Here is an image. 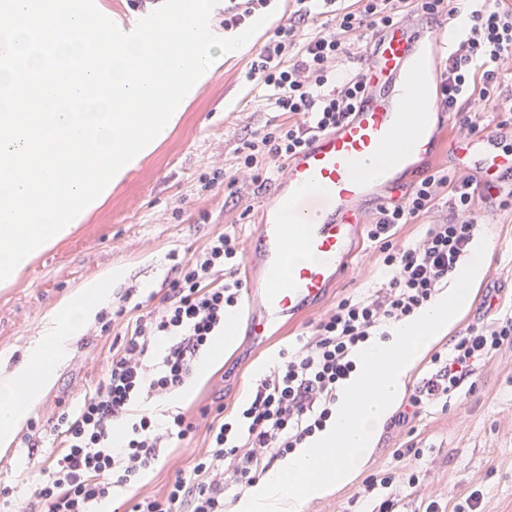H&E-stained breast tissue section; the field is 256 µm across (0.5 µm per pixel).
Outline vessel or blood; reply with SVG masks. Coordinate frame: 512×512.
<instances>
[{"label": "vessel or blood", "mask_w": 512, "mask_h": 512, "mask_svg": "<svg viewBox=\"0 0 512 512\" xmlns=\"http://www.w3.org/2000/svg\"><path fill=\"white\" fill-rule=\"evenodd\" d=\"M438 33L427 26L393 25L375 38L367 92L336 129L314 136L286 163L270 190L245 253L246 273L263 286L247 292L246 333L255 340L320 302L342 280L363 232V206H383L410 188L439 152L449 113L438 109L439 70L428 50ZM512 127L448 147V164L476 178L482 194L512 187ZM306 253L289 264V251Z\"/></svg>", "instance_id": "obj_1"}]
</instances>
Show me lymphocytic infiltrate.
<instances>
[{
  "label": "lymphocytic infiltrate",
  "instance_id": "obj_1",
  "mask_svg": "<svg viewBox=\"0 0 512 512\" xmlns=\"http://www.w3.org/2000/svg\"><path fill=\"white\" fill-rule=\"evenodd\" d=\"M294 2L291 17L275 29L248 71L250 80L273 90L277 110L289 116L288 123L270 126L247 144L237 177L258 186L271 167L287 161L313 135L336 128L360 103L364 72L339 71L352 48L368 58L374 36L385 27L406 22L416 12L451 17L458 12L455 0H415L411 11L406 0H358L356 9L336 10L329 30L304 40L300 34L317 23L320 5L333 6L335 0ZM508 64L512 0H476L442 72V111L459 113L461 129L471 134L479 125L462 113L471 97L494 110L512 109V96H505L500 82ZM443 192L448 195L446 215L417 244L393 246L397 226L434 211ZM477 203L472 176L430 174L400 200L381 207L367 237L379 243L391 272L385 291L341 300L299 349L282 353L235 418L214 417L189 473L178 475L163 494L136 498L130 512H224L225 488L255 483L274 460L322 432L335 414L339 385L356 369L358 349L379 335L381 326L427 305L455 272L479 230ZM241 264L235 235L221 233L173 265L162 307L136 318L94 393L78 411L59 415L62 448L33 490L42 512H92L114 487L134 482L151 468L160 449L194 432L184 414L162 421L134 413L133 407L140 398L177 392L194 373L247 288L238 275ZM163 338L170 341L165 355L150 363L153 347ZM507 341L512 342V314L469 325L449 354L434 356V371L415 389L398 423H407L411 411L448 397ZM119 424L124 433L117 441L113 433Z\"/></svg>",
  "mask_w": 512,
  "mask_h": 512
}]
</instances>
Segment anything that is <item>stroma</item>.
<instances>
[{
    "mask_svg": "<svg viewBox=\"0 0 512 512\" xmlns=\"http://www.w3.org/2000/svg\"><path fill=\"white\" fill-rule=\"evenodd\" d=\"M270 6L273 16L248 47L218 60L154 152L71 235L37 256L10 286L0 287V354L8 356L10 365L21 362L55 307L84 283L112 270L120 275L113 295L132 286L134 301L156 306L172 276L170 253L191 255L222 232L244 244L256 231L267 187L219 183L209 188L205 180L218 169L234 174L245 143L268 125L288 120L277 112L271 90L245 78L274 29L294 10L293 0H271ZM477 218L483 224L482 238L491 244L485 274L474 286L469 306L423 354L409 388L429 375L434 355L446 353L468 325L512 313V207L482 199ZM389 278L378 246L362 240L347 274L323 301L295 321L276 326L266 340L254 341L237 330L223 359L206 377L194 379L189 395L145 401V408L159 416L184 413L196 431L162 449L153 468L135 484L115 488L112 508L134 497L163 493L178 473L189 471L204 445L209 420L202 417L203 408L219 396L226 410L243 404L256 381L278 362L280 349L299 347L340 300L384 289ZM123 334L120 328L102 332L96 320L76 340L53 385L28 415L43 431L38 447H30L24 426L11 448L0 451V488L12 489L10 496L0 497V512H30L34 481L58 453L51 433L58 414L77 409L94 392ZM409 448L423 454L418 470L397 458ZM373 475L391 477L390 490L364 492L365 480ZM390 494L398 512H425L432 502L438 512H512V343L479 366L447 402L423 408L408 424L385 423L350 481L307 502L303 512H372Z\"/></svg>",
    "mask_w": 512,
    "mask_h": 512,
    "instance_id": "stroma-1",
    "label": "stroma"
}]
</instances>
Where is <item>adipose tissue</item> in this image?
Here are the masks:
<instances>
[{"mask_svg": "<svg viewBox=\"0 0 512 512\" xmlns=\"http://www.w3.org/2000/svg\"><path fill=\"white\" fill-rule=\"evenodd\" d=\"M118 277L109 273L85 283L49 316L38 338L16 367H0V447L10 448L26 421L55 379L57 367L69 356L73 342L96 312L112 300Z\"/></svg>", "mask_w": 512, "mask_h": 512, "instance_id": "ef3b65f1", "label": "adipose tissue"}]
</instances>
